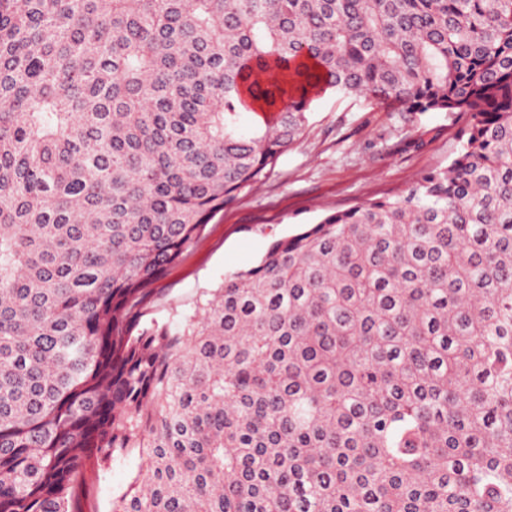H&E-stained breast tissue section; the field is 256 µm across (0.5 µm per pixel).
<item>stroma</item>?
Masks as SVG:
<instances>
[{
    "instance_id": "1",
    "label": "stroma",
    "mask_w": 512,
    "mask_h": 512,
    "mask_svg": "<svg viewBox=\"0 0 512 512\" xmlns=\"http://www.w3.org/2000/svg\"><path fill=\"white\" fill-rule=\"evenodd\" d=\"M466 124L462 113L401 112L367 96L323 95L267 176L234 192L192 247L151 284L146 318L165 320L190 309L225 276L257 266L276 239L328 214L404 194L422 175L447 168ZM142 468L132 456L90 475L89 500L97 512H111L113 496Z\"/></svg>"
}]
</instances>
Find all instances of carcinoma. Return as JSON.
<instances>
[{"mask_svg":"<svg viewBox=\"0 0 512 512\" xmlns=\"http://www.w3.org/2000/svg\"><path fill=\"white\" fill-rule=\"evenodd\" d=\"M329 90L457 155L141 324ZM131 454L112 512H512V0H0V512Z\"/></svg>","mask_w":512,"mask_h":512,"instance_id":"obj_1","label":"carcinoma"}]
</instances>
